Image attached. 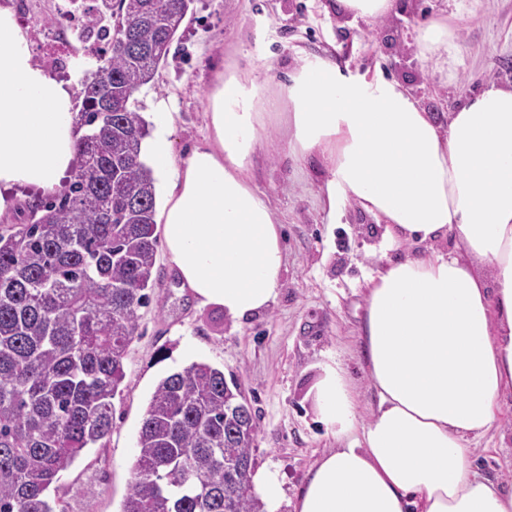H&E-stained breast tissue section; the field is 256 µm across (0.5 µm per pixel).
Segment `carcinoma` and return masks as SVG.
Masks as SVG:
<instances>
[{"instance_id": "cac0c4a2", "label": "carcinoma", "mask_w": 512, "mask_h": 512, "mask_svg": "<svg viewBox=\"0 0 512 512\" xmlns=\"http://www.w3.org/2000/svg\"><path fill=\"white\" fill-rule=\"evenodd\" d=\"M87 7L115 19L100 78L83 84L68 190L0 232V512H55L51 486L112 433L124 357L149 305L158 239L149 124L155 80L192 0ZM199 361L162 378L136 442L121 512H263L250 482L255 413Z\"/></svg>"}]
</instances>
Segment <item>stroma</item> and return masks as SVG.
Listing matches in <instances>:
<instances>
[{
  "mask_svg": "<svg viewBox=\"0 0 512 512\" xmlns=\"http://www.w3.org/2000/svg\"><path fill=\"white\" fill-rule=\"evenodd\" d=\"M439 14L458 22L444 75L414 47L418 28ZM302 56L330 58L347 75L378 70L403 80L444 124L487 83L512 85V0H398L395 13L376 22L342 17L336 0H193L154 84L136 93V107L149 121L167 107L180 161L208 135L217 62L255 68L272 90ZM322 175L315 158L285 148L259 152L255 183L283 224L287 264L273 307L246 323H233L218 307L197 306L157 251L152 300L124 359L112 433L85 449L51 490L55 512H121L147 403L162 377L195 361L223 370L251 404L258 421L255 466L280 480V512H292L310 466L336 445L309 396L321 365L346 371L361 414L375 408L359 340L365 280L399 250L355 205L329 215L319 195ZM475 459L484 476L512 483V400L503 406L501 428L478 440Z\"/></svg>",
  "mask_w": 512,
  "mask_h": 512,
  "instance_id": "obj_1",
  "label": "stroma"
}]
</instances>
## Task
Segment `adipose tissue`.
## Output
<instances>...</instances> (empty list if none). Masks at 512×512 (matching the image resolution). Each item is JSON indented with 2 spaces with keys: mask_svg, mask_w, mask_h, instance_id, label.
I'll return each mask as SVG.
<instances>
[{
  "mask_svg": "<svg viewBox=\"0 0 512 512\" xmlns=\"http://www.w3.org/2000/svg\"><path fill=\"white\" fill-rule=\"evenodd\" d=\"M456 24L440 16L416 38L444 64ZM205 144L175 161L171 115L150 148L168 180L158 213L166 255L198 304L233 322L267 311L286 266L280 222L253 181V156L276 115L287 144L318 158L329 211L351 202L406 251L367 282L360 336L377 397L361 420L354 384L325 365L310 389L337 447L312 464L293 512H512V484L482 476L473 442L512 399V86L488 85L440 125L406 83L347 77L300 60L267 93L253 72H219ZM68 84L35 60L0 0V215L14 191L52 193L84 135ZM454 238L458 249L440 251Z\"/></svg>",
  "mask_w": 512,
  "mask_h": 512,
  "instance_id": "adipose-tissue-1",
  "label": "adipose tissue"
}]
</instances>
